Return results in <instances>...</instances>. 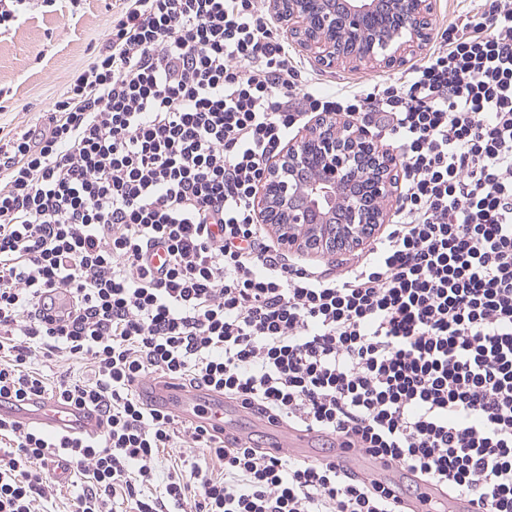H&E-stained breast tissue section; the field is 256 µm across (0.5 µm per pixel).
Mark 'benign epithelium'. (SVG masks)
I'll list each match as a JSON object with an SVG mask.
<instances>
[{"mask_svg": "<svg viewBox=\"0 0 512 512\" xmlns=\"http://www.w3.org/2000/svg\"><path fill=\"white\" fill-rule=\"evenodd\" d=\"M269 7L323 66L401 59L427 44L434 10L433 0H269ZM396 187L371 134L328 116L268 162L254 210L282 250L340 254L384 223L377 202Z\"/></svg>", "mask_w": 512, "mask_h": 512, "instance_id": "1", "label": "benign epithelium"}]
</instances>
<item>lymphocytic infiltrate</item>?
<instances>
[{
    "label": "lymphocytic infiltrate",
    "instance_id": "f902f5d3",
    "mask_svg": "<svg viewBox=\"0 0 512 512\" xmlns=\"http://www.w3.org/2000/svg\"><path fill=\"white\" fill-rule=\"evenodd\" d=\"M332 112L367 117L401 173L395 222L336 274L288 258L252 208L291 132ZM54 358L89 373L51 379ZM150 376L376 467L178 425L137 394ZM32 397L101 428L0 416V512H49L58 459L85 480L70 512H415L396 470L437 489L429 512H512V0L342 93L303 83L259 0H127L44 126L0 135V402ZM178 438L223 476L195 461L155 487ZM1 414L59 434L92 436L100 429V419L96 411L57 399L13 402V405L0 407Z\"/></svg>",
    "mask_w": 512,
    "mask_h": 512
}]
</instances>
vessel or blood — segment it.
I'll list each match as a JSON object with an SVG mask.
<instances>
[{"instance_id": "obj_1", "label": "vessel or blood", "mask_w": 512, "mask_h": 512, "mask_svg": "<svg viewBox=\"0 0 512 512\" xmlns=\"http://www.w3.org/2000/svg\"><path fill=\"white\" fill-rule=\"evenodd\" d=\"M137 391L153 407L176 412L218 431L224 428L226 410L222 393L214 392L204 397L174 382L158 386L141 383ZM0 414L59 434L91 436L100 429L96 411L57 399L16 402L0 407Z\"/></svg>"}]
</instances>
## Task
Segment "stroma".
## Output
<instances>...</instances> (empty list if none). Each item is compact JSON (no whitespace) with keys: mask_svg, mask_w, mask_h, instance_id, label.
<instances>
[{"mask_svg":"<svg viewBox=\"0 0 512 512\" xmlns=\"http://www.w3.org/2000/svg\"><path fill=\"white\" fill-rule=\"evenodd\" d=\"M123 6V0H78L50 13L31 0L25 21L0 35V127L19 131L43 121L73 75L102 47L113 14ZM290 46L303 79L330 92L390 81L418 59L413 53L402 64L329 67L317 64L298 40Z\"/></svg>","mask_w":512,"mask_h":512,"instance_id":"1","label":"stroma"}]
</instances>
